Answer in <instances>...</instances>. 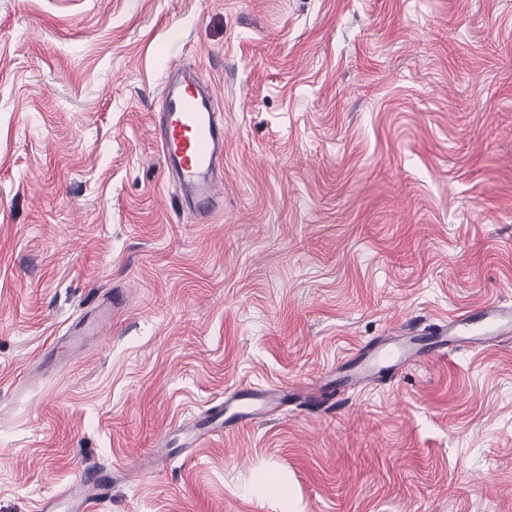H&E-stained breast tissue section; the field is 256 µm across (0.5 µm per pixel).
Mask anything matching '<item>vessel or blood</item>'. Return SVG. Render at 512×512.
<instances>
[{
    "label": "vessel or blood",
    "instance_id": "b4317fda",
    "mask_svg": "<svg viewBox=\"0 0 512 512\" xmlns=\"http://www.w3.org/2000/svg\"><path fill=\"white\" fill-rule=\"evenodd\" d=\"M162 105L153 115V132L164 168L179 191L182 212L202 221L223 206L224 117L203 72L195 67H172L163 85ZM123 297L103 298L93 315H82L66 329L67 341L96 329L111 319ZM512 335V306L490 302L456 312L432 328H405L395 335L368 343L351 353L336 370V388L352 393L377 378L395 375L403 367L424 364L468 348L477 350ZM284 398L279 388L255 392L232 391L215 407L208 435L223 433L225 425H248L277 411ZM109 493L107 481L79 480L64 491L44 498L39 512H93Z\"/></svg>",
    "mask_w": 512,
    "mask_h": 512
}]
</instances>
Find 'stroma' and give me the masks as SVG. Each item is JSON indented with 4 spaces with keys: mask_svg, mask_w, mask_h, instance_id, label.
Wrapping results in <instances>:
<instances>
[{
    "mask_svg": "<svg viewBox=\"0 0 512 512\" xmlns=\"http://www.w3.org/2000/svg\"><path fill=\"white\" fill-rule=\"evenodd\" d=\"M224 115L179 210L175 63ZM111 325L39 354L112 291ZM512 302V0H0V512H512V341L319 389L352 349ZM296 391L189 444L237 386ZM153 132L181 211L196 221L223 207L224 117L197 67H171ZM108 493L106 480L86 482L83 477L64 491L44 498L38 512H92L93 505L104 500ZM62 508L65 510L61 511Z\"/></svg>",
    "mask_w": 512,
    "mask_h": 512,
    "instance_id": "stroma-1",
    "label": "stroma"
}]
</instances>
